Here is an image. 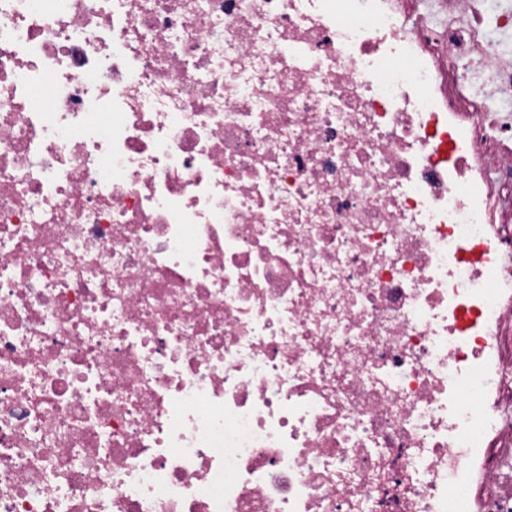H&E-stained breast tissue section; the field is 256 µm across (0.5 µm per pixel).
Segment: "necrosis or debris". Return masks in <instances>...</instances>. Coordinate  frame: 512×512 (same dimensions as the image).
Wrapping results in <instances>:
<instances>
[{
    "label": "necrosis or debris",
    "instance_id": "1",
    "mask_svg": "<svg viewBox=\"0 0 512 512\" xmlns=\"http://www.w3.org/2000/svg\"><path fill=\"white\" fill-rule=\"evenodd\" d=\"M444 2L0 0V512H512V0Z\"/></svg>",
    "mask_w": 512,
    "mask_h": 512
}]
</instances>
